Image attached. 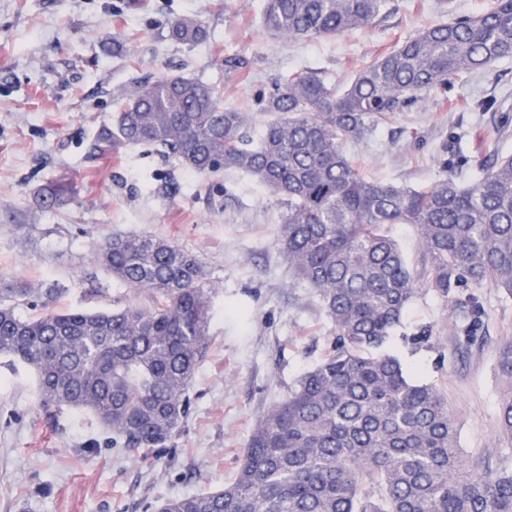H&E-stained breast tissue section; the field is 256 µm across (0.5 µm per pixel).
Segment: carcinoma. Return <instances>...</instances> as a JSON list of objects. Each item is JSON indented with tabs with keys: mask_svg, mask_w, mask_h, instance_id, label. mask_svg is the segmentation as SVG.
Segmentation results:
<instances>
[{
	"mask_svg": "<svg viewBox=\"0 0 512 512\" xmlns=\"http://www.w3.org/2000/svg\"><path fill=\"white\" fill-rule=\"evenodd\" d=\"M385 0H263V25L289 39H318L368 26ZM171 40L210 39L198 19L168 23ZM512 57V0L428 26L358 68L336 90L311 71L276 80L263 95L274 115L249 145V114L224 107L199 78L165 76L119 101L90 140L96 160L151 145L198 176L236 169L287 205L277 239L294 275L313 288L334 326L331 350L256 425L234 482L165 501L160 512H512V469L466 466L454 422L434 385L415 384L383 351L418 291L384 227L413 224L428 287L446 298L467 285L512 294V155L480 159L466 181L421 189L364 177L345 150L462 72ZM509 112L508 101H478ZM54 208L65 189L41 193ZM96 261L147 305L36 318L17 307L39 292L0 288V357L33 368L44 408L91 412L124 448H164L184 424L212 317L201 260L152 235L117 237ZM507 394L500 436L512 442V344L500 348Z\"/></svg>",
	"mask_w": 512,
	"mask_h": 512,
	"instance_id": "1",
	"label": "carcinoma"
}]
</instances>
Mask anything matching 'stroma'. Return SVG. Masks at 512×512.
I'll return each mask as SVG.
<instances>
[{
  "label": "stroma",
  "instance_id": "35a3bbf8",
  "mask_svg": "<svg viewBox=\"0 0 512 512\" xmlns=\"http://www.w3.org/2000/svg\"><path fill=\"white\" fill-rule=\"evenodd\" d=\"M489 2L388 0L368 27L288 40L266 32L261 0H0V274L57 288L61 310L134 298L145 305L148 295L123 288L95 252L114 236L151 234L198 256L213 285L191 411L167 449L113 447L91 413L42 408L30 367H0V512H159L168 499L224 488L256 424L321 361L333 337L316 292L293 276L278 247L283 201L250 175L194 177L176 157L146 145L86 159L85 145L110 121L118 93L171 74L199 78L259 129L268 119L260 96L278 78L313 68L344 86L399 40L449 14L480 13ZM177 16L203 21L209 43L169 40L167 24ZM116 33L126 39L119 55L104 49ZM229 57L240 66L228 68ZM490 95L512 100V58L423 93L347 151L368 178L429 186L456 173L460 157L512 153V123L496 134L493 113L471 109ZM56 184L70 188L69 204L42 209L36 190ZM387 231L422 280L387 351L412 381L443 391L467 465L512 468V445L497 432L505 386L497 357L512 344V296L486 284L441 297L423 283L416 227ZM460 298L480 316L471 337ZM423 327L433 335L419 346L412 337Z\"/></svg>",
  "mask_w": 512,
  "mask_h": 512
}]
</instances>
